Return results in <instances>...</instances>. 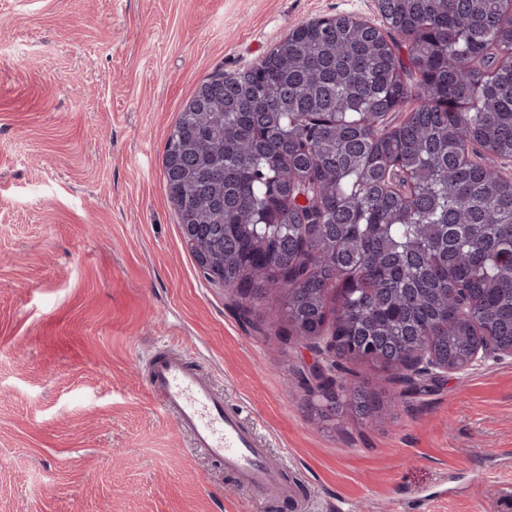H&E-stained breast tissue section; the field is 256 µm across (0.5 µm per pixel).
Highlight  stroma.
<instances>
[{"mask_svg":"<svg viewBox=\"0 0 512 512\" xmlns=\"http://www.w3.org/2000/svg\"><path fill=\"white\" fill-rule=\"evenodd\" d=\"M336 15L381 20L374 0H0V512H270L161 412L160 350L250 406L317 512H512V360L409 396L351 361L386 420L316 419L296 378L315 352L275 305L242 323L168 197L199 85Z\"/></svg>","mask_w":512,"mask_h":512,"instance_id":"stroma-1","label":"stroma"}]
</instances>
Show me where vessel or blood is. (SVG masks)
<instances>
[{
    "mask_svg": "<svg viewBox=\"0 0 512 512\" xmlns=\"http://www.w3.org/2000/svg\"><path fill=\"white\" fill-rule=\"evenodd\" d=\"M148 379L161 409L176 420L191 448L223 464L260 501L288 499L292 487L284 476L286 467L271 462L247 404L225 403L223 390L180 352L155 354Z\"/></svg>",
    "mask_w": 512,
    "mask_h": 512,
    "instance_id": "vessel-or-blood-1",
    "label": "vessel or blood"
}]
</instances>
